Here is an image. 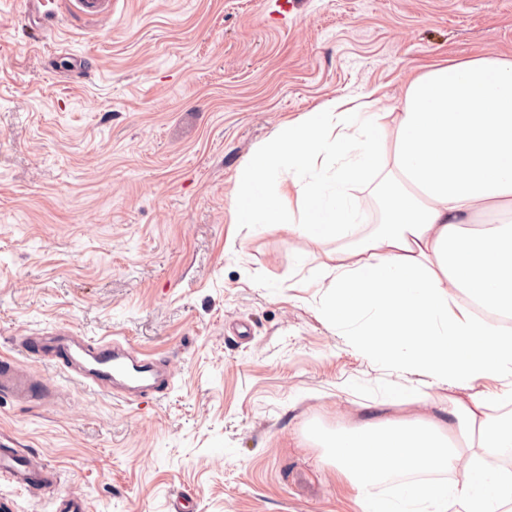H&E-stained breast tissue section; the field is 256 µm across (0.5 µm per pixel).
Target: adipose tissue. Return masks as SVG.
<instances>
[{
    "label": "adipose tissue",
    "mask_w": 512,
    "mask_h": 512,
    "mask_svg": "<svg viewBox=\"0 0 512 512\" xmlns=\"http://www.w3.org/2000/svg\"><path fill=\"white\" fill-rule=\"evenodd\" d=\"M375 91L328 99L277 129L239 169L234 223L286 227L331 243L315 272L323 319L373 362L448 388L424 414L389 388L376 409L323 440L359 512H512V473L490 464L512 448V53L459 55L415 72L397 106ZM353 160L334 168L336 157ZM383 220L356 237L352 191L378 176ZM296 195L297 214L282 204ZM494 378L499 388H483ZM460 474L463 487L388 474Z\"/></svg>",
    "instance_id": "1"
}]
</instances>
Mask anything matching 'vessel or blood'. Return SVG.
I'll return each instance as SVG.
<instances>
[{"instance_id":"b4317fda","label":"vessel or blood","mask_w":512,"mask_h":512,"mask_svg":"<svg viewBox=\"0 0 512 512\" xmlns=\"http://www.w3.org/2000/svg\"><path fill=\"white\" fill-rule=\"evenodd\" d=\"M19 351L37 364L53 363L73 383L94 391L137 398L164 392L169 374L150 358L140 357L119 342L86 336H21ZM0 395L22 402L44 400L49 388L35 369L11 355L0 356ZM0 477L39 494L55 495L58 512H88L84 498L60 495L55 471L22 449L0 442Z\"/></svg>"}]
</instances>
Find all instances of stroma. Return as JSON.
<instances>
[{
  "instance_id": "stroma-1",
  "label": "stroma",
  "mask_w": 512,
  "mask_h": 512,
  "mask_svg": "<svg viewBox=\"0 0 512 512\" xmlns=\"http://www.w3.org/2000/svg\"><path fill=\"white\" fill-rule=\"evenodd\" d=\"M512 52V0H0V354L74 331L163 359L129 402L37 371L0 434L89 512H357L312 427L417 385L325 324L322 246L234 224L279 126L458 54Z\"/></svg>"
}]
</instances>
